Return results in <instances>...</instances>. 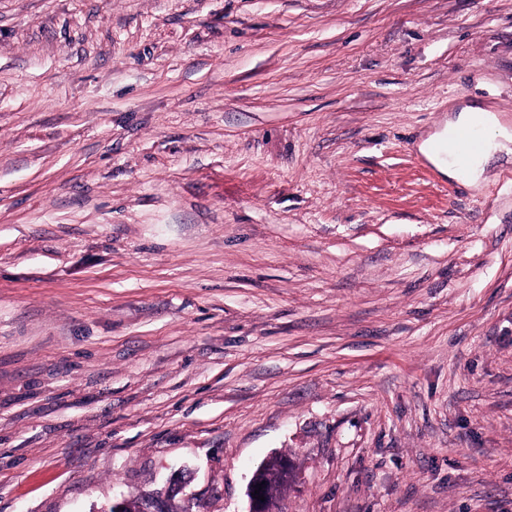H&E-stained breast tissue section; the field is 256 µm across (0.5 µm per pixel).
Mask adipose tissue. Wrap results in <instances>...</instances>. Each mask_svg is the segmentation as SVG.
<instances>
[{
  "label": "adipose tissue",
  "instance_id": "ef3b65f1",
  "mask_svg": "<svg viewBox=\"0 0 512 512\" xmlns=\"http://www.w3.org/2000/svg\"><path fill=\"white\" fill-rule=\"evenodd\" d=\"M463 126H478L485 131L481 152L468 169H459L453 162L442 160L438 161L437 167L444 176L475 187L481 183L488 162L497 154L512 149V127L503 123L488 106L477 102H465L454 107L442 132L450 136Z\"/></svg>",
  "mask_w": 512,
  "mask_h": 512
}]
</instances>
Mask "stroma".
<instances>
[{
	"label": "stroma",
	"mask_w": 512,
	"mask_h": 512,
	"mask_svg": "<svg viewBox=\"0 0 512 512\" xmlns=\"http://www.w3.org/2000/svg\"><path fill=\"white\" fill-rule=\"evenodd\" d=\"M512 0H0V512H512ZM448 112L453 114L448 115L447 124L429 142L422 144L420 151L438 167L444 176L467 186H478L483 180L488 162L498 153L510 154L508 144L512 143V131L495 112L481 103L465 102ZM463 126H481V129L487 132L481 152L466 170H460L449 158L448 162L440 160L431 151L434 140L445 135H448L449 139L458 128ZM482 139L476 128L459 130L453 140L443 141L435 146V152L442 158L452 155L454 162L461 168L467 167L480 149ZM294 465L290 458L284 456H272L255 470L248 489L250 499L249 512H279L277 499L270 495V487L276 482L284 483L291 487L294 482ZM265 481V484H262ZM262 484V490L255 494V485ZM256 496H264L265 501L257 500Z\"/></svg>",
	"instance_id": "obj_1"
}]
</instances>
